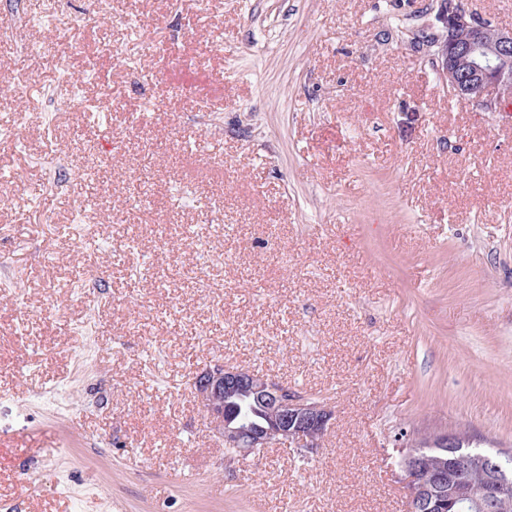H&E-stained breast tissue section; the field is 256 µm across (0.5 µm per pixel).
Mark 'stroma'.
Instances as JSON below:
<instances>
[{
	"label": "stroma",
	"mask_w": 512,
	"mask_h": 512,
	"mask_svg": "<svg viewBox=\"0 0 512 512\" xmlns=\"http://www.w3.org/2000/svg\"><path fill=\"white\" fill-rule=\"evenodd\" d=\"M420 2L0 0V512H409L400 433L512 448V111ZM217 363L317 451L228 453ZM192 385L224 445L229 447L227 450L236 452V448L244 455L272 443L311 452L317 448L316 436L324 434L332 417L331 410L323 403L294 395L288 387L258 372L216 364L196 373ZM235 393H246L266 407L271 414L269 425L265 408L254 405L246 395L226 396ZM224 419L234 422L244 419L259 430Z\"/></svg>",
	"instance_id": "obj_1"
}]
</instances>
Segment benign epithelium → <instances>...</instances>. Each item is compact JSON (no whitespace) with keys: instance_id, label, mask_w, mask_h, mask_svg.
Segmentation results:
<instances>
[{"instance_id":"obj_1","label":"benign epithelium","mask_w":512,"mask_h":512,"mask_svg":"<svg viewBox=\"0 0 512 512\" xmlns=\"http://www.w3.org/2000/svg\"><path fill=\"white\" fill-rule=\"evenodd\" d=\"M432 12L441 24V33L432 41L434 59L448 93L468 99L486 112L499 110L503 95L512 89V28L484 20L459 0H437ZM192 385L224 445L245 455L272 443L311 452L332 417L323 403L294 395L288 387L258 372L216 364L196 373ZM235 393H246L267 408L271 414L268 427L254 431L224 421V396ZM480 461L488 491L476 508L480 512H512V456L499 453ZM399 467L408 479L414 512H446L470 501L466 487L451 472L436 473L430 483L420 480L424 457L412 448L402 455Z\"/></svg>"}]
</instances>
